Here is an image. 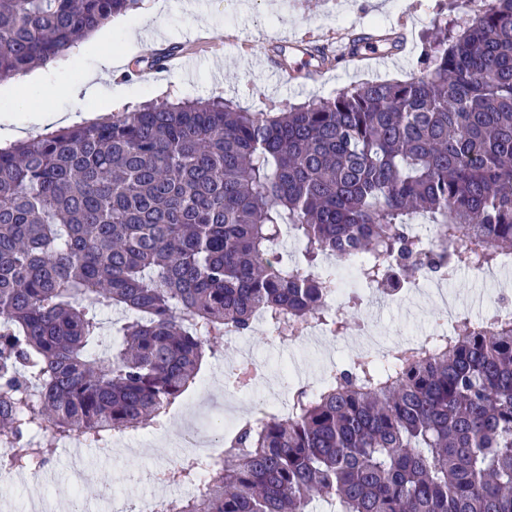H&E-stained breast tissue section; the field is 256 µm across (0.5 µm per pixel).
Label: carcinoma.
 I'll return each mask as SVG.
<instances>
[{"instance_id": "cac0c4a2", "label": "carcinoma", "mask_w": 512, "mask_h": 512, "mask_svg": "<svg viewBox=\"0 0 512 512\" xmlns=\"http://www.w3.org/2000/svg\"><path fill=\"white\" fill-rule=\"evenodd\" d=\"M140 0H0V81ZM439 21L420 73L283 112L149 103L0 148V444L27 469L69 437L152 427L227 328L281 338L331 313L330 255L369 283L512 255V0ZM452 252L426 250L413 220ZM301 257L284 259L286 233ZM124 314L102 345L98 308ZM358 357L292 412L222 434L164 512H512V318Z\"/></svg>"}]
</instances>
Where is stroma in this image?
<instances>
[{
	"mask_svg": "<svg viewBox=\"0 0 512 512\" xmlns=\"http://www.w3.org/2000/svg\"><path fill=\"white\" fill-rule=\"evenodd\" d=\"M163 8L156 25L147 30L137 47H130L125 28L106 23L107 40L98 34L78 42L58 58L42 64L47 96L42 104L50 111L81 114L95 112L99 103L114 94L110 83H102L97 99L83 106L73 104L64 91L65 84L81 73L93 72L98 54L106 49L122 52L123 64L152 53L154 48L169 44L193 45L200 34L223 44L226 58L222 75H215L210 58H199L190 71H165L148 78L124 82L126 107L149 100H159L156 83L178 79L182 98L207 100L224 97L253 112H279L289 105L319 98H331L343 90L365 82L405 80L421 68L423 38L441 19L454 24L467 21L471 0H162ZM376 29H405L411 34L407 52L387 66H335L314 82L280 85L265 70L267 49L281 44L284 31L293 37L339 47L351 36ZM450 293L476 310H490L499 293L512 292V268L493 269L484 274L464 270L449 281ZM374 317L380 336L389 340L414 338L425 319L409 313L406 302L394 301L373 310L361 307L348 311L351 324L345 335L329 337L319 345L286 349L270 340L262 330L239 337L223 345L220 355L207 359L197 385L173 407V416L165 440H157L154 429L138 431L135 441L116 442L110 453L86 446L83 455L85 475L74 474L69 467L71 450L60 442L49 458L47 492L59 500L80 496L89 505L112 496L124 504L127 512H136L141 498L153 493L151 474L181 454L178 436L185 428V410L194 404L209 412L201 425L203 435H211L221 417L218 407L224 397V365L247 349L279 377L298 371L310 382L322 372L327 358L337 363L352 361L363 353L364 339L359 334L360 320Z\"/></svg>",
	"mask_w": 512,
	"mask_h": 512,
	"instance_id": "35a3bbf8",
	"label": "stroma"
}]
</instances>
